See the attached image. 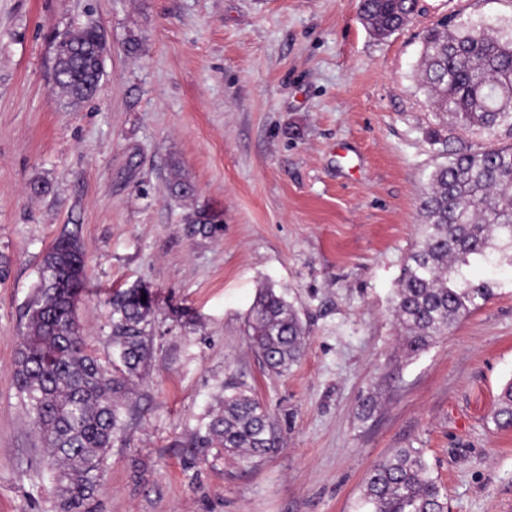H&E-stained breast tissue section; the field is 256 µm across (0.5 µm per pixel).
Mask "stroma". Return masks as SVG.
Returning a JSON list of instances; mask_svg holds the SVG:
<instances>
[{
    "label": "stroma",
    "instance_id": "stroma-1",
    "mask_svg": "<svg viewBox=\"0 0 512 512\" xmlns=\"http://www.w3.org/2000/svg\"><path fill=\"white\" fill-rule=\"evenodd\" d=\"M359 3L0 0V512H56L13 370L42 256L69 231L99 356L113 290L157 299L91 512H365L367 473L398 448L422 449L449 512H512V429L492 422L512 378V274L416 356L393 315L432 172L459 143L512 136L439 119L417 85L423 32L465 0H420L385 38ZM85 25L111 55L74 102L52 85V39ZM267 286L308 329L281 374L246 323ZM228 385L281 437L246 466L200 441Z\"/></svg>",
    "mask_w": 512,
    "mask_h": 512
}]
</instances>
